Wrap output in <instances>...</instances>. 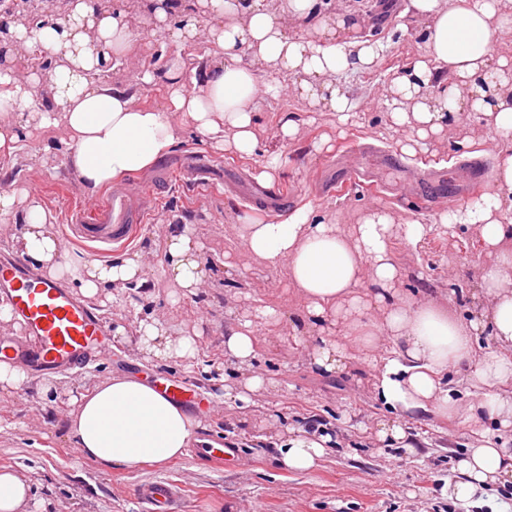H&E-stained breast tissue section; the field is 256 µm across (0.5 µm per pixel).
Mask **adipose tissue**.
<instances>
[{"mask_svg":"<svg viewBox=\"0 0 512 512\" xmlns=\"http://www.w3.org/2000/svg\"><path fill=\"white\" fill-rule=\"evenodd\" d=\"M502 0H408V10L432 24L426 54L394 85L392 117L396 123L415 119L419 140L441 133L448 113L461 111V89L469 87L471 104L503 137L512 136V59L494 56L492 39L512 30V13ZM321 0H143V15L159 34L179 45L197 36L196 16L209 20L215 52L189 65L174 59L165 73L168 103L161 109L136 104V91L92 80L103 54L123 58L135 34L122 10H108L101 0H70L54 22L9 28L10 57L34 50L56 60L52 71H35L21 84L0 71V155L20 150L21 132L63 126L67 134L65 162L88 191L129 173L149 170L171 153L184 127H192L218 151L261 155L259 179L274 181L277 153L259 154L255 132L257 101L279 96V75L296 78L301 96L311 106L342 114L352 105L332 81L333 75L371 67L379 47L359 34L357 19L347 13L322 22L316 37L292 32L280 20L316 16ZM187 23L169 25L174 14ZM250 52L266 67L269 81L257 83L241 52ZM495 189L481 203L441 217L456 224L481 227L483 246L495 254L482 274L486 304L462 321L447 309L402 294L400 273L391 246L396 240L415 245L432 225L393 223L380 211L368 212L350 230L317 222L310 208L281 221L244 217L238 235L248 253L272 266H286L288 280L304 300L310 320H322L358 336L364 348L381 347L375 360L373 388L385 406L410 417L465 419L486 417L500 432L512 434V394L502 392L512 380V253L500 245L512 238V155L498 165ZM54 216L29 186L8 183L0 189V223L15 225L13 247L35 270L60 279L68 273L58 239L50 230ZM160 261L188 292L203 284L206 273L197 259L201 249L189 225L166 237ZM147 265L141 254L102 262L87 261L79 276L81 294L89 300L116 301L130 285L145 283ZM384 313L371 322V309ZM488 329L492 343L475 353L473 337ZM139 349L145 356L179 360L193 357L190 336L169 335L158 318L141 321ZM256 321L245 319L224 328V358L237 368L250 367L257 342ZM468 365V380L482 392L478 403L460 405L448 389L450 369ZM68 433L86 459L106 466L161 464L180 457L196 439L200 423L183 408L131 376H118L86 389L67 414ZM325 439L297 431L280 446L290 469L314 468L324 454ZM512 478V444L487 442L470 448L458 462V474L442 492L451 501H470L487 483Z\"/></svg>","mask_w":512,"mask_h":512,"instance_id":"obj_1","label":"adipose tissue"}]
</instances>
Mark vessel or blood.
Wrapping results in <instances>:
<instances>
[{
	"mask_svg": "<svg viewBox=\"0 0 512 512\" xmlns=\"http://www.w3.org/2000/svg\"><path fill=\"white\" fill-rule=\"evenodd\" d=\"M154 197V191L146 187H112L95 202L91 212L79 207L71 211L69 230L59 240L61 248L77 245L105 255L128 245L140 233ZM0 296L11 304L15 319L30 338L28 344L21 346L0 342V362L48 376L76 372L91 360L109 356L104 345L107 326L103 319L57 280L27 276L21 257L0 263ZM153 385L187 410L197 409L194 394L182 383L159 377ZM137 495L148 505L149 512H182L179 489L169 480L142 483Z\"/></svg>",
	"mask_w": 512,
	"mask_h": 512,
	"instance_id": "b4317fda",
	"label": "vessel or blood"
}]
</instances>
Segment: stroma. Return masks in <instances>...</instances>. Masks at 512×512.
<instances>
[{
	"label": "stroma",
	"instance_id": "1",
	"mask_svg": "<svg viewBox=\"0 0 512 512\" xmlns=\"http://www.w3.org/2000/svg\"><path fill=\"white\" fill-rule=\"evenodd\" d=\"M407 0H398L386 22H377L373 0H345L344 10L357 16L360 33L380 47L370 70L342 72L334 82L353 104L354 115L340 122L337 113L318 112L296 91L281 99H267L257 110L259 149L281 151L282 165L274 182L287 196L277 217L310 207L316 220L350 228L371 209L388 213L395 223L417 221L434 230L417 246L395 242L393 255L400 270L399 286L416 299L447 307L454 317H470V297L493 261L484 250L480 229L460 224L454 230L435 227L448 207L471 204L461 194L466 179L461 161L489 156L491 164L512 154V141L501 139L481 114L452 115L444 132L432 138L427 151L402 156L400 168L386 167L364 151V144L395 150L410 128L393 126L386 100L400 73L426 51V23L406 12ZM130 26L140 37L134 49L105 74L115 86H139L138 103L160 108L168 98L163 77L175 56L191 59L209 49L206 17H199L195 43L177 46L146 32L139 0H119ZM155 71L153 84L140 85L144 70ZM290 117L298 132L288 144L276 137L280 121ZM63 128L36 130L24 140L18 158L0 156V171L34 187L40 203L57 224L69 221L74 206L96 201L76 182L64 164L60 141ZM199 152L209 165L236 169L235 187L207 183L180 174L157 183L156 170L127 175L126 183L156 184L157 198L144 227L129 250L149 260L147 282L126 292L123 305H109L104 313L112 332L107 346L111 358L93 361L79 376L32 378L28 387L0 391V469L30 478L36 499L45 512H147L136 496L137 484L167 479L177 484L184 512H512V483L489 485L487 505L454 503L442 497L441 487L454 474L455 461L481 436L493 430L486 418L463 421L409 418L404 422L417 441L400 448L378 435L380 423L394 412L376 396L367 364L368 351L352 339L343 345L354 360L347 374L327 378L314 372L308 356L320 342L318 329L297 331L292 319L302 299L284 269L255 261L242 247L237 228L244 216L258 220L268 214L246 203L243 193L254 182L258 157L212 150L192 127H185L172 151L188 158ZM345 184L343 193L332 186ZM190 225L202 244L199 261L206 283L193 294H180L168 271L155 263L162 254L170 226ZM230 255L234 266L220 260ZM259 306L279 313L262 329L253 362V374L265 386L250 401L236 397L240 373L224 370V327ZM162 318L171 335L197 330V352L189 360H145L138 350L139 320ZM225 384H217V374ZM115 375H143L154 379L171 375L185 383L205 403L197 416L201 435H218L233 442L235 457L224 466L207 458L185 454L161 466L108 467L78 453L65 430L63 410L69 399ZM325 423L330 443L317 466L308 471L280 464L278 448L289 429L301 428L306 418Z\"/></svg>",
	"mask_w": 512,
	"mask_h": 512
}]
</instances>
